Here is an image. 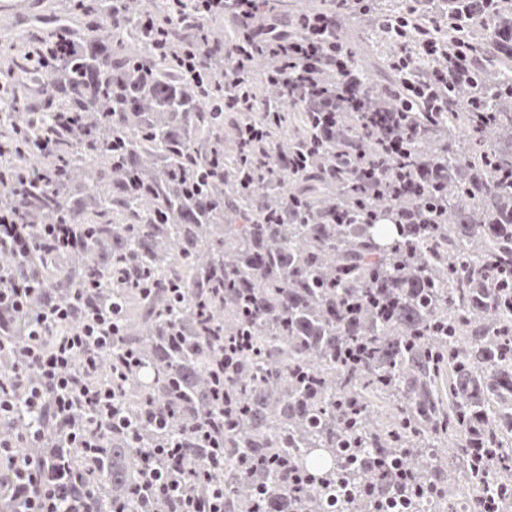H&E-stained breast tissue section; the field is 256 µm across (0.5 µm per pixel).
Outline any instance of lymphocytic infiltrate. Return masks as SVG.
<instances>
[{
    "label": "lymphocytic infiltrate",
    "mask_w": 512,
    "mask_h": 512,
    "mask_svg": "<svg viewBox=\"0 0 512 512\" xmlns=\"http://www.w3.org/2000/svg\"><path fill=\"white\" fill-rule=\"evenodd\" d=\"M184 1L170 0V10L159 13L139 0H112V14L101 22L96 38L111 41L124 19L137 15L144 32L159 41L161 54L187 75L215 49L203 30L217 20L230 27L220 49L224 133L254 153L261 170L254 188L280 195L284 212L278 222L315 220V213L285 185L287 179L314 169L323 178L355 187L375 208L412 206L418 223H432L435 212L423 189L446 179V169L416 162L405 170L400 161L427 124L447 114L449 93L484 75L488 61L504 52V44L490 41L479 48L448 38L444 30L457 17L433 12L432 0H404L402 12L390 17L373 15V0H333V8L293 18L271 8V0H188V15L182 10ZM355 12L373 15L376 29L398 44L391 67L402 92L376 91L362 78L341 34L344 19ZM260 56L271 62L267 80L276 91L267 101L255 99L249 90L251 68ZM291 112L311 118L316 135L296 154L284 155L270 142L263 119L282 121ZM347 112L360 117L356 134H348L342 123ZM55 155L54 138L31 141L20 152L17 184L42 181ZM83 245L75 225L27 224L18 210H0V250H9L14 259L11 270H0V317L9 316L23 336L17 345L0 332V358L10 360L12 367L10 382L0 381V420L18 413L26 419L19 436L0 433V487L10 491L13 512H88L87 496L72 480L60 451L81 448L88 458L97 459L105 443L93 434L96 426L141 447L140 482L127 498L116 500L112 512H161L165 506L173 512H224V484L215 478L224 468V450L212 444L227 425L223 408H213L193 432L197 446L208 451L198 466L186 464L181 439L143 447V422L162 429L165 418L148 402L137 414H129L119 403L117 388H92L82 380L83 374L96 370L101 353L115 352L118 380L141 385L143 358L118 348L121 305L111 301L86 310L89 297L75 288L68 297L34 310L41 293L34 253L67 254ZM48 417L65 425L56 454L48 460L16 461V439L35 448L46 444Z\"/></svg>",
    "instance_id": "obj_1"
}]
</instances>
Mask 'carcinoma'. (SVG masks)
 I'll return each mask as SVG.
<instances>
[{"label": "carcinoma", "mask_w": 512, "mask_h": 512, "mask_svg": "<svg viewBox=\"0 0 512 512\" xmlns=\"http://www.w3.org/2000/svg\"><path fill=\"white\" fill-rule=\"evenodd\" d=\"M63 8L88 36L112 11L111 0H67ZM483 35L512 31V0L483 9ZM41 70L32 43L13 60L0 105L22 98ZM493 110L486 132H469V95L448 93V130L428 134L418 159L448 169L440 199L444 222L276 224L279 197L244 189L247 170L224 151V113L203 109L173 65L156 57L134 19L100 47L92 41L62 61L44 89L43 124L54 112L84 113V127L60 137L49 185L20 195L0 187V207L20 206L30 224L57 217L84 229L79 253L38 262L45 296L62 299L94 279L101 299L124 305L120 343L147 362L142 388L123 395L139 411L150 397L170 412L169 435L189 432L206 414L208 381L236 421L225 438L226 508L242 512H380L389 496H406L412 512H467L477 498L454 499L457 478L439 448L463 453L469 484L512 508V67L508 58L479 86ZM301 122L288 150L314 137ZM299 192L322 212L351 189L315 174ZM176 288L192 291L179 304ZM224 307V335L245 336L248 354L236 384L211 365L215 330L193 317ZM501 458L476 467L473 441ZM408 452L414 480L400 488L390 474L373 493L366 471L346 457L385 462ZM139 449L118 437L89 465L81 448L64 450L84 480L95 512L138 477ZM274 458L268 470L239 467L238 457ZM295 474L309 484L294 491ZM263 485L266 500L256 495Z\"/></svg>", "instance_id": "1"}]
</instances>
